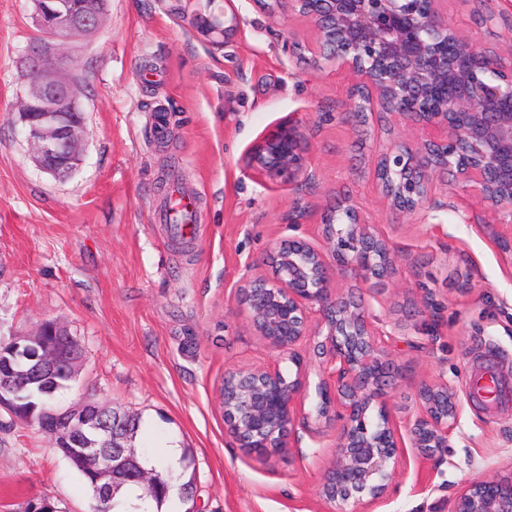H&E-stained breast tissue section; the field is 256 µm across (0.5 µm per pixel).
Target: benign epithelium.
I'll return each mask as SVG.
<instances>
[{"label":"benign epithelium","mask_w":512,"mask_h":512,"mask_svg":"<svg viewBox=\"0 0 512 512\" xmlns=\"http://www.w3.org/2000/svg\"><path fill=\"white\" fill-rule=\"evenodd\" d=\"M37 36L26 50L30 80L21 96L19 121L31 159L57 179L73 174L84 157V117L73 60L64 49L77 37L98 31L105 0H32ZM442 0H289L317 30L308 46L314 62L333 63L354 80L345 120L364 126L376 112L399 117L404 125L433 136L394 139L379 150L376 178L386 210L411 216L424 209L457 211L455 202L435 197L437 186L474 194L495 218L512 219V55L474 44L448 24ZM307 135L288 122L268 131L244 156L243 165L269 179L298 189L312 180L305 165ZM336 273L355 283L389 281L394 254L350 198L341 199L322 219ZM268 260L274 278L242 280L238 300L258 335L301 366L298 348L318 335L309 314L319 315L325 338L313 352L323 374L316 385V419L336 409L341 421L336 459L320 483L332 512H364L366 502L383 498L398 465L401 438L385 407L371 417L392 365L381 347L386 332L371 321L364 297L351 288L329 287L322 251L301 239L272 247ZM12 355L24 370H0V406L13 408L28 386L62 363L77 371L81 352L68 329L42 322L35 332L13 336ZM224 385L238 391L237 405L219 393L229 434L249 450L283 448L295 426L308 416L292 408L302 389L279 367L234 370ZM423 412L409 425L408 438L431 461L448 447V432L460 404L448 383L425 384L418 391ZM47 435L64 453L97 472L106 495L113 471L155 484L153 471L140 465L134 449L121 444L125 415L108 404L85 402L78 408L51 407L38 414ZM94 432L112 449V469L100 466V448H71L72 437ZM368 501H363V498ZM453 512H512V474L476 479L461 488Z\"/></svg>","instance_id":"benign-epithelium-1"}]
</instances>
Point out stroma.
I'll list each match as a JSON object with an SVG mask.
<instances>
[{"instance_id": "1", "label": "stroma", "mask_w": 512, "mask_h": 512, "mask_svg": "<svg viewBox=\"0 0 512 512\" xmlns=\"http://www.w3.org/2000/svg\"><path fill=\"white\" fill-rule=\"evenodd\" d=\"M96 33L71 44L81 88L85 156L65 180L41 172L17 106L35 34L31 0H0V337L66 326L82 357L59 407L106 403L138 417L134 446L153 465L167 439L189 452L198 512H329L319 485L336 458L339 421L296 429L282 451L247 453L229 435L216 388L225 372L295 366L253 331L236 289L244 274L272 277L273 243L325 248L322 217L347 196L397 250L386 286L364 285L387 333L394 371L385 404L398 433L421 413L417 387L448 382L461 400L439 462L400 450L398 471L368 512H451L469 480L512 473V398L490 411L469 398L474 364L490 357L512 390V257L483 230L490 213L464 197L451 211L388 213L374 177L389 117L366 133L344 119L350 77L316 69L289 50L315 31L307 18L253 0H107ZM472 42L503 47L505 27L471 16L470 0H443ZM239 24L224 31L225 12ZM170 117L165 136L155 114ZM306 130L312 184L294 192L246 170L241 159L285 120ZM198 203L196 233L181 242L157 222L169 188ZM306 210L289 223L295 206ZM432 292L437 309L421 307ZM92 512L91 491L38 426L0 407V512L31 502Z\"/></svg>"}]
</instances>
